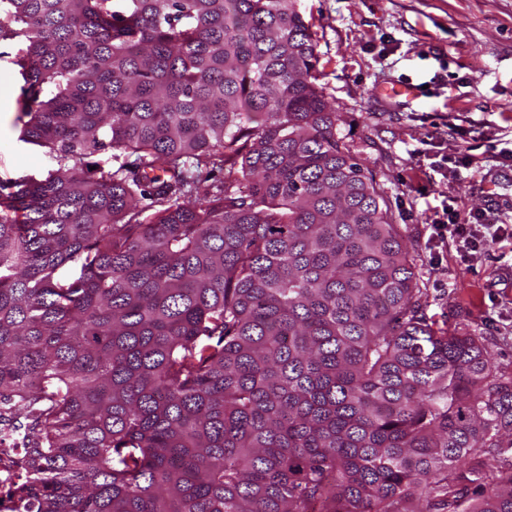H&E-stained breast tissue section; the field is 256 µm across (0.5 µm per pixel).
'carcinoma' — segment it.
<instances>
[{"instance_id": "carcinoma-1", "label": "carcinoma", "mask_w": 512, "mask_h": 512, "mask_svg": "<svg viewBox=\"0 0 512 512\" xmlns=\"http://www.w3.org/2000/svg\"><path fill=\"white\" fill-rule=\"evenodd\" d=\"M0 1L56 165L0 184V512H512V375L424 312L296 0Z\"/></svg>"}]
</instances>
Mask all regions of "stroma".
Masks as SVG:
<instances>
[{
  "label": "stroma",
  "instance_id": "obj_1",
  "mask_svg": "<svg viewBox=\"0 0 512 512\" xmlns=\"http://www.w3.org/2000/svg\"><path fill=\"white\" fill-rule=\"evenodd\" d=\"M300 11L336 130L405 231L428 316L452 334L482 333L511 374L512 238L469 255L434 224L448 207L512 226V0H300ZM20 48L0 39L1 182L54 168L19 139ZM406 85L422 95L390 97Z\"/></svg>",
  "mask_w": 512,
  "mask_h": 512
}]
</instances>
